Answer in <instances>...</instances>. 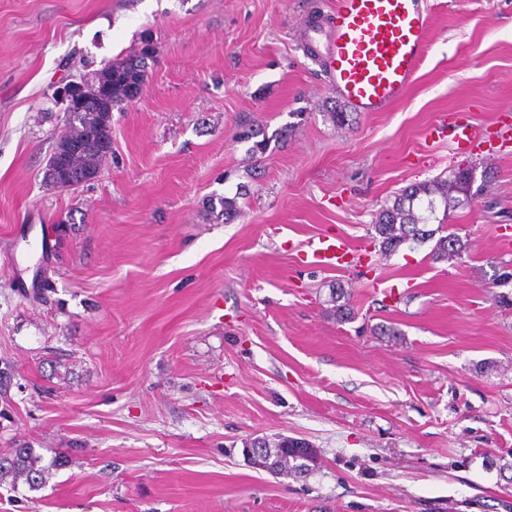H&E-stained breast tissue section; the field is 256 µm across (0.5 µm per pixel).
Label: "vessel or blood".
<instances>
[{
  "instance_id": "obj_1",
  "label": "vessel or blood",
  "mask_w": 512,
  "mask_h": 512,
  "mask_svg": "<svg viewBox=\"0 0 512 512\" xmlns=\"http://www.w3.org/2000/svg\"><path fill=\"white\" fill-rule=\"evenodd\" d=\"M430 27L426 0H336L303 34L321 62L330 91L358 112H382L401 100L422 63ZM453 150L481 152L485 132L452 124ZM311 264L336 269L353 253L344 238L309 241Z\"/></svg>"
}]
</instances>
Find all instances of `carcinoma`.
<instances>
[{"instance_id":"carcinoma-1","label":"carcinoma","mask_w":512,"mask_h":512,"mask_svg":"<svg viewBox=\"0 0 512 512\" xmlns=\"http://www.w3.org/2000/svg\"><path fill=\"white\" fill-rule=\"evenodd\" d=\"M155 47L149 42L125 55H118L102 68L82 77L76 95L70 106L64 109L66 127L64 134L54 142L53 153L66 159L64 171L44 185L61 189L71 182H81L98 175L103 161L112 154V110L134 101L146 83L148 65L154 62ZM288 136V128L282 127L272 134L246 123L240 126L236 135L239 142H252L248 152L263 154L271 141H280ZM476 168L470 166L449 171L448 176L418 183L404 188L395 196L392 204L381 208L374 218L371 229L373 241L379 252L391 255L408 243H422L436 239L432 258L446 261L461 257L466 244L454 232H447L448 226L437 224L428 228L435 218L437 204L443 205V215L471 203L493 178L492 168L483 167L481 184L472 189ZM207 211L226 220L240 214L238 197L212 196L206 202ZM260 441L279 458L275 474L298 477L311 470L314 451L303 439L279 437ZM41 457L34 449L17 448L9 458L0 457V482L12 478L16 483L22 479L30 489L43 484L45 468L39 465Z\"/></svg>"}]
</instances>
